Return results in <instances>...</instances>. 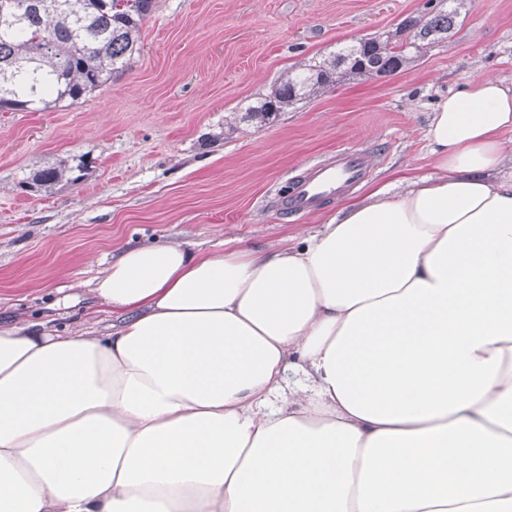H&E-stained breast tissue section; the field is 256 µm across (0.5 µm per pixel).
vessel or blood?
Returning <instances> with one entry per match:
<instances>
[{"instance_id": "obj_1", "label": "vessel or blood", "mask_w": 512, "mask_h": 512, "mask_svg": "<svg viewBox=\"0 0 512 512\" xmlns=\"http://www.w3.org/2000/svg\"><path fill=\"white\" fill-rule=\"evenodd\" d=\"M368 168L365 151H336L292 177L290 188L278 199V206L291 217L316 212L361 185L368 175Z\"/></svg>"}]
</instances>
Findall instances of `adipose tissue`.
<instances>
[{
    "mask_svg": "<svg viewBox=\"0 0 512 512\" xmlns=\"http://www.w3.org/2000/svg\"><path fill=\"white\" fill-rule=\"evenodd\" d=\"M506 130L470 80L434 174L301 245L128 248L112 331L0 325V512H512Z\"/></svg>",
    "mask_w": 512,
    "mask_h": 512,
    "instance_id": "adipose-tissue-1",
    "label": "adipose tissue"
}]
</instances>
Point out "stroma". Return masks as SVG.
Listing matches in <instances>:
<instances>
[{
	"instance_id": "1",
	"label": "stroma",
	"mask_w": 512,
	"mask_h": 512,
	"mask_svg": "<svg viewBox=\"0 0 512 512\" xmlns=\"http://www.w3.org/2000/svg\"><path fill=\"white\" fill-rule=\"evenodd\" d=\"M428 0H155L128 69L74 104L0 111V323L65 334L117 322L89 289L124 247L296 246L396 179L433 171L437 100L493 75L512 86V0H464L447 38L409 69L348 81L278 113L238 118L288 68L337 44L400 30ZM370 175L298 219L272 200L336 149ZM81 166L36 188L37 171Z\"/></svg>"
}]
</instances>
